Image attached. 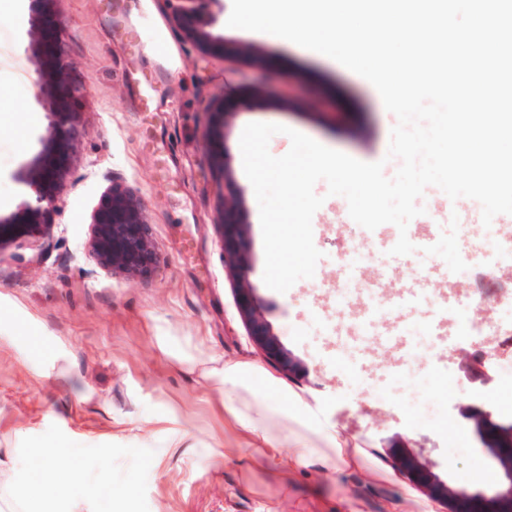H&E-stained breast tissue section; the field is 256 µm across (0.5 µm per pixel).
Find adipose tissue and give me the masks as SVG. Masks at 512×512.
Wrapping results in <instances>:
<instances>
[{"instance_id": "1", "label": "adipose tissue", "mask_w": 512, "mask_h": 512, "mask_svg": "<svg viewBox=\"0 0 512 512\" xmlns=\"http://www.w3.org/2000/svg\"><path fill=\"white\" fill-rule=\"evenodd\" d=\"M293 415L310 424L326 446L328 453L322 458L325 466L335 465L336 462L346 461L347 454L344 442L341 441L335 429L314 414L303 403L300 397H293ZM224 409L235 420L238 427L252 442L255 453L252 457L254 464L261 465L268 459L276 457L280 452L283 437L273 428V419L279 413L277 404L269 388L255 389L253 401L248 409L235 406L232 396H225ZM42 476L33 486L24 487L23 495L43 496L46 494L62 495L81 481V474L73 468H64L59 464L57 447L47 445L41 448Z\"/></svg>"}]
</instances>
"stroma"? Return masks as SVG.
I'll return each mask as SVG.
<instances>
[{
    "mask_svg": "<svg viewBox=\"0 0 512 512\" xmlns=\"http://www.w3.org/2000/svg\"><path fill=\"white\" fill-rule=\"evenodd\" d=\"M232 0H215L216 34L244 49L238 60L204 52L171 18L168 0H57L65 60L90 89L79 107L63 208L44 252L0 253V512H445L390 464L381 440L396 434L442 481L495 491L503 481L461 396L512 425V380L498 369L492 336L461 335L463 319L508 320L512 269L485 244L480 204L428 187L406 232L414 253L389 255L400 233L367 230L343 197L315 185L312 219L322 257L286 293L263 282L259 207L239 140L251 122L281 124L359 161L387 159L396 123L371 83L336 61L226 22ZM30 0H0V216L27 188L17 173L46 125L34 101L27 45ZM269 72L257 80L251 56ZM239 99L224 151L247 225L249 281L283 345L307 376H288L251 341L224 264L219 224L224 182L209 157L215 100ZM139 195L163 269L130 280L88 255L91 213L111 181ZM485 258H469L468 240ZM366 260H339L351 243ZM348 286L353 298L337 307ZM445 326L439 351H419L417 327ZM487 354L469 376L463 353ZM247 362L299 395L353 440L354 465L318 458L281 481L276 466L251 464L252 449L224 410L225 363ZM421 383L403 382L409 365ZM83 480L61 497L20 495L41 473L39 449Z\"/></svg>",
    "mask_w": 512,
    "mask_h": 512,
    "instance_id": "35a3bbf8",
    "label": "stroma"
}]
</instances>
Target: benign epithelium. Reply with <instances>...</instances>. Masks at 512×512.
I'll return each instance as SVG.
<instances>
[{
  "label": "benign epithelium",
  "instance_id": "1",
  "mask_svg": "<svg viewBox=\"0 0 512 512\" xmlns=\"http://www.w3.org/2000/svg\"><path fill=\"white\" fill-rule=\"evenodd\" d=\"M28 19L29 52L35 67V101L46 112L47 124L37 139L38 149L20 173L28 192L8 217H0V253L11 248L50 246L54 224L51 217L60 210L64 179L70 165L69 145L81 135L75 103L87 92L72 82L63 62L60 24L51 19L49 6L58 0H31ZM173 18L185 36L202 50L219 48L232 59L238 49L213 33L214 18L200 8L201 0H171ZM224 264L240 279L238 307L247 322L248 336L282 370L303 374L306 368L281 343L260 311L254 289L248 281L250 258L245 248V225L238 218V202L224 197ZM88 252L95 265L110 273L119 271L132 278H151L161 268L151 225L142 199L125 186L114 183L103 192L91 215ZM477 427H486V448L508 480V486L486 497L455 489L439 480L426 462L414 454L409 441L394 436L387 441L388 458L395 470L422 488L427 496L449 505L448 512H512V426L488 425L487 413L462 405Z\"/></svg>",
  "mask_w": 512,
  "mask_h": 512
}]
</instances>
